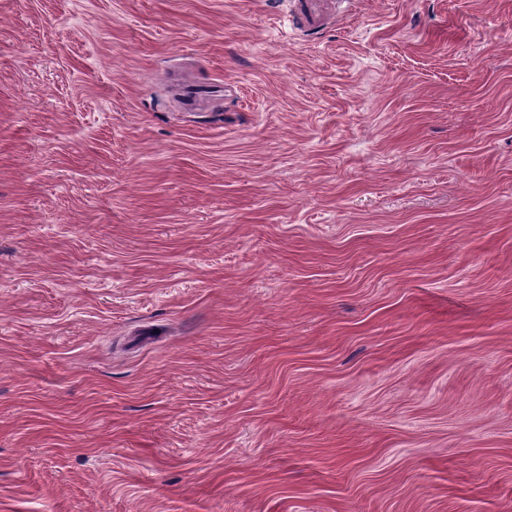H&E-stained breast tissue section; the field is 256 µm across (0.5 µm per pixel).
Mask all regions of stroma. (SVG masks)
I'll return each instance as SVG.
<instances>
[{"instance_id":"stroma-1","label":"stroma","mask_w":512,"mask_h":512,"mask_svg":"<svg viewBox=\"0 0 512 512\" xmlns=\"http://www.w3.org/2000/svg\"><path fill=\"white\" fill-rule=\"evenodd\" d=\"M298 5L0 0V512H512V0Z\"/></svg>"}]
</instances>
